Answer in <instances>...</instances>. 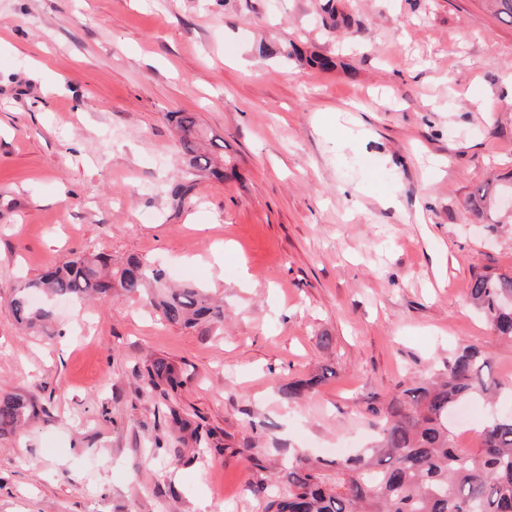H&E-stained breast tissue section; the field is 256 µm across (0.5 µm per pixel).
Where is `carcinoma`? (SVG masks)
I'll list each match as a JSON object with an SVG mask.
<instances>
[{
  "label": "carcinoma",
  "mask_w": 512,
  "mask_h": 512,
  "mask_svg": "<svg viewBox=\"0 0 512 512\" xmlns=\"http://www.w3.org/2000/svg\"><path fill=\"white\" fill-rule=\"evenodd\" d=\"M495 17L512 23V0H486ZM264 54L283 58L297 54L288 38L260 46ZM170 120L179 132V146L189 157L181 180L171 190L178 203L191 191L198 173L224 180V167L213 165L201 147L204 134L196 116L174 112ZM467 294L490 322L498 337L512 341V275L476 273ZM79 302L88 297L134 296L171 325L204 327L209 332L224 323V306L203 288H171L161 265L131 256L114 266L103 256L75 253L19 289L10 302L15 320L35 328L53 319V311L34 303V296ZM489 357L468 345L445 365L435 381L412 383L387 405L368 403L365 414L381 425L379 443L359 454L333 460L291 455L280 475L260 478L253 491L265 496L264 512H512V415L494 416L479 433L474 447H461L448 426V413L473 399L488 400L497 385L488 381ZM153 385L175 391L182 382L171 364L157 360L147 369ZM326 378V373L282 391L291 402L301 400ZM33 415L28 397L0 393V429L16 427ZM171 421L192 427L205 452L224 448L210 441L213 433L201 423L191 424L174 409Z\"/></svg>",
  "instance_id": "obj_1"
}]
</instances>
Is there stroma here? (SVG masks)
I'll list each match as a JSON object with an SVG mask.
<instances>
[{"instance_id":"stroma-1","label":"stroma","mask_w":512,"mask_h":512,"mask_svg":"<svg viewBox=\"0 0 512 512\" xmlns=\"http://www.w3.org/2000/svg\"><path fill=\"white\" fill-rule=\"evenodd\" d=\"M324 3L0 0V389L34 407L0 431V512H263L250 455L353 454L378 434L367 401L463 344L498 384L478 420L512 414V342L467 299L473 274L512 273V223L471 196L512 183V24L485 0H335L329 30ZM283 34L334 68L259 54ZM170 112L224 142L227 178L185 205ZM76 252L207 289L223 335L125 296L21 329L15 290ZM156 360L177 391L148 388ZM147 373L152 385H158L159 382H163L172 391L177 390L182 385V382L174 373L172 365L163 360L154 361L151 367L147 369Z\"/></svg>"}]
</instances>
